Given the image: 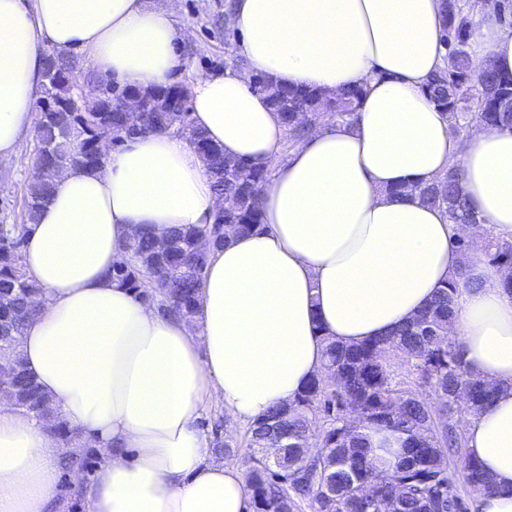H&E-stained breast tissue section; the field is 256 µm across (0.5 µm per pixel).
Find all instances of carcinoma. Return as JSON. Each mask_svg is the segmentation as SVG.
Wrapping results in <instances>:
<instances>
[{"label":"carcinoma","mask_w":512,"mask_h":512,"mask_svg":"<svg viewBox=\"0 0 512 512\" xmlns=\"http://www.w3.org/2000/svg\"><path fill=\"white\" fill-rule=\"evenodd\" d=\"M471 0H443L442 37L447 63L428 82L431 101L447 112L457 137L469 136L482 126L512 130V78L501 75L490 59L474 69L469 50ZM91 75L80 62L61 51H44L41 95L35 117L34 172L28 184L23 223L0 224V295L11 307L0 311V355L17 366L13 383L4 389L17 410L50 426L64 440L79 432L61 419L52 400L43 394L26 372L18 347L27 322L35 315L31 298L41 292L22 265L27 225L36 222L42 205L53 192L57 168L65 161L73 168L93 169L104 155L100 136L112 140L133 136L124 113L112 106V98L131 87L116 83L106 88L110 96L70 108L72 81ZM280 112L288 133L299 142L307 136L311 122L327 116L349 123L356 118L360 90H346L331 97L313 90L281 86L265 77L252 83ZM184 87L140 89L147 106L144 132L186 129L191 143L206 162L216 194L234 202L206 227L212 246H224V225L233 233H249L261 224V192L270 176L269 168L247 160L227 157L222 147L192 130L191 114L183 106ZM409 191L431 206L448 213L454 224H471L477 216L461 190L458 166L448 167L432 182L391 193ZM202 229L175 227L169 249L160 255L156 242L138 236L130 255L112 267V278L149 300L164 297L176 312L191 320L205 262L195 259L196 239ZM462 259L481 249L499 267H512V239L484 230L481 238L456 240ZM449 282L420 314L391 337L355 346L326 341L325 366L334 380L313 377L292 406L271 408L247 429L245 438L251 465L247 487L252 512H471L469 500L460 493L456 474L470 496L492 489L491 479L464 451L463 439L453 425L462 410L488 408L498 384L467 367L458 346L448 339V324L454 314L459 281ZM407 355V381L392 369L389 352ZM465 388L464 403L454 399ZM375 427L406 435L403 453L395 467L377 469L369 458L361 428ZM320 429L321 451L308 454L300 444ZM288 446L280 462L267 449Z\"/></svg>","instance_id":"cac0c4a2"}]
</instances>
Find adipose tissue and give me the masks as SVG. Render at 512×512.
<instances>
[{"label": "adipose tissue", "instance_id": "adipose-tissue-1", "mask_svg": "<svg viewBox=\"0 0 512 512\" xmlns=\"http://www.w3.org/2000/svg\"><path fill=\"white\" fill-rule=\"evenodd\" d=\"M151 0H0V164L33 130L42 50L86 54L100 75L142 88L176 79L183 28ZM441 0H234L241 68L200 74L192 123L226 156L274 166L262 227L212 250L192 321L112 281L142 232L213 223L217 198L188 137L150 132L57 178L22 263L42 288L20 354L63 419L108 461L84 489L87 512H249L246 472L215 461L197 422L211 404L248 424L324 373L325 339L353 345L411 321L461 260L467 233L399 186L451 164L481 221L512 237V131L452 137L426 93L443 67ZM474 59L512 76V28L486 0ZM334 94L362 89L356 120L325 118L275 159L287 127L253 76ZM449 334L467 365L499 383L462 424L467 454L493 480L478 512H512V294L482 251L468 260ZM67 444L0 400V512H56Z\"/></svg>", "mask_w": 512, "mask_h": 512}]
</instances>
